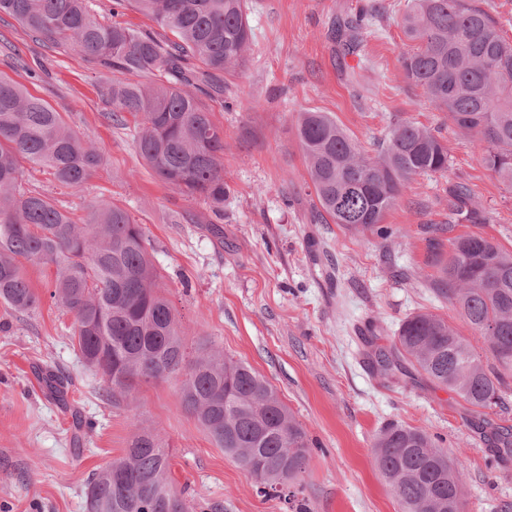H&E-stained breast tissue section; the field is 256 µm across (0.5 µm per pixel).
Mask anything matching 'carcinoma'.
I'll use <instances>...</instances> for the list:
<instances>
[{"mask_svg":"<svg viewBox=\"0 0 512 512\" xmlns=\"http://www.w3.org/2000/svg\"><path fill=\"white\" fill-rule=\"evenodd\" d=\"M162 32L97 18L91 0H0L33 37L75 50L112 70L106 97L112 121L132 117L140 154L162 181L224 206V131L200 96L224 102V73L242 67L252 50L247 0H112ZM401 26L410 49L401 55L408 80L460 130L486 143L484 163L512 184V39L470 0H411ZM365 17L347 14L336 39L348 54L361 48ZM296 131L319 207L314 221L371 230L421 174L448 172V150L432 130L395 126L378 155L325 112H302ZM49 170L79 192L100 163L97 150L65 124L48 102L0 76V301L18 312L40 297L20 260L54 271L51 298L72 313L74 348L102 375L107 398L131 396L142 379L182 374L180 399L212 442L242 461L250 448L260 467L249 471L257 492L278 495L295 512H310L291 490L310 452L307 433L272 385L251 366L219 350L187 353L184 332L147 250L141 225L105 199L79 224L47 195L23 187L25 164ZM477 217L465 182L448 187V229ZM439 288L484 338L493 364L433 313L406 317L390 346L369 342L367 357L383 375L409 369L455 393L473 409L508 414L504 390L512 373V253L477 234L433 245ZM292 476H282L289 448ZM375 461L400 512H441L449 499L465 512L462 463L430 433L391 423L374 441ZM171 453L149 429L123 455L93 473L86 512H189L173 487Z\"/></svg>","mask_w":512,"mask_h":512,"instance_id":"carcinoma-1","label":"carcinoma"}]
</instances>
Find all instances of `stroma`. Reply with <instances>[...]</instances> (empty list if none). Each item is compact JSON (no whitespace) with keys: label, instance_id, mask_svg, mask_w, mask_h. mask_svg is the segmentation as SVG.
Here are the masks:
<instances>
[{"label":"stroma","instance_id":"1","mask_svg":"<svg viewBox=\"0 0 512 512\" xmlns=\"http://www.w3.org/2000/svg\"><path fill=\"white\" fill-rule=\"evenodd\" d=\"M408 0H249L253 47L225 76L223 216L165 185L139 154L133 129L116 126L104 98L109 69L81 53L34 41L14 19L0 21V75L61 112L95 145L101 164L82 192L46 169L28 170L25 188L52 197L77 222L107 199L130 213L171 299L190 351L223 350L250 364L277 390L313 441L297 484L312 512H399L379 474L373 443L388 423L441 436L464 465L466 512H512V455L495 460L496 440L477 414L423 375L392 381L373 375L360 332L375 322L394 336L407 316L446 318L487 355L459 310L434 291L429 243L447 241L448 187L474 190L477 224L456 225L512 250V185L486 169V144L460 132L407 81L399 56ZM379 6L359 54H345L331 29L359 5ZM326 112L369 155L395 123L431 129L448 149L447 174L414 176L386 214L390 236L314 223L317 199L296 134V117ZM36 311L0 302V512H86L93 472L121 455L141 428L172 448L177 491L198 512H288L258 494L250 476L217 448L180 400L181 375L142 381L113 402L100 374L72 346L73 314L51 297L53 273L29 265ZM53 369L68 379L64 401L38 380Z\"/></svg>","mask_w":512,"mask_h":512}]
</instances>
